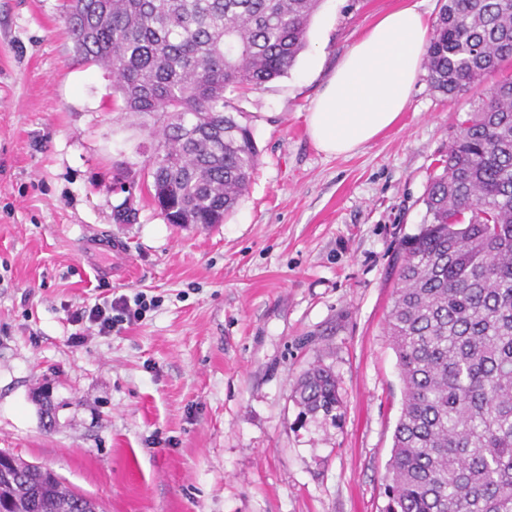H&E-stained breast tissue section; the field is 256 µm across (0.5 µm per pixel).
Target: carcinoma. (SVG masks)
Wrapping results in <instances>:
<instances>
[{
	"instance_id": "obj_1",
	"label": "carcinoma",
	"mask_w": 512,
	"mask_h": 512,
	"mask_svg": "<svg viewBox=\"0 0 512 512\" xmlns=\"http://www.w3.org/2000/svg\"><path fill=\"white\" fill-rule=\"evenodd\" d=\"M320 0H64L76 51L112 73L121 111L154 118L150 195L169 224H221L258 164L226 98L288 73ZM425 67L460 123L400 246L386 336L403 384L383 512H512V0H441ZM304 412L332 415L334 373L306 372ZM0 476V512H97L50 470Z\"/></svg>"
}]
</instances>
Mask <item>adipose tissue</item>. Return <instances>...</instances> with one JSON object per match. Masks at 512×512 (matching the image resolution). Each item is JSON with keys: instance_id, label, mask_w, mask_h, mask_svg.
<instances>
[{"instance_id": "obj_1", "label": "adipose tissue", "mask_w": 512, "mask_h": 512, "mask_svg": "<svg viewBox=\"0 0 512 512\" xmlns=\"http://www.w3.org/2000/svg\"><path fill=\"white\" fill-rule=\"evenodd\" d=\"M429 33L417 0H409L352 45L307 114L319 150L350 154L395 123L421 73Z\"/></svg>"}]
</instances>
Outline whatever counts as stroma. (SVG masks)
I'll list each match as a JSON object with an SVG mask.
<instances>
[{
  "mask_svg": "<svg viewBox=\"0 0 512 512\" xmlns=\"http://www.w3.org/2000/svg\"><path fill=\"white\" fill-rule=\"evenodd\" d=\"M61 3L0 0V451L101 512H381L397 249L482 90L451 99L421 73L395 126L324 154L312 100L402 0H322L288 74L232 96L259 150L247 192L223 223L182 228L148 192L152 117L116 110ZM140 292L156 304L138 322L72 344L76 307ZM316 366L336 375V419L296 402Z\"/></svg>",
  "mask_w": 512,
  "mask_h": 512,
  "instance_id": "35a3bbf8",
  "label": "stroma"
}]
</instances>
